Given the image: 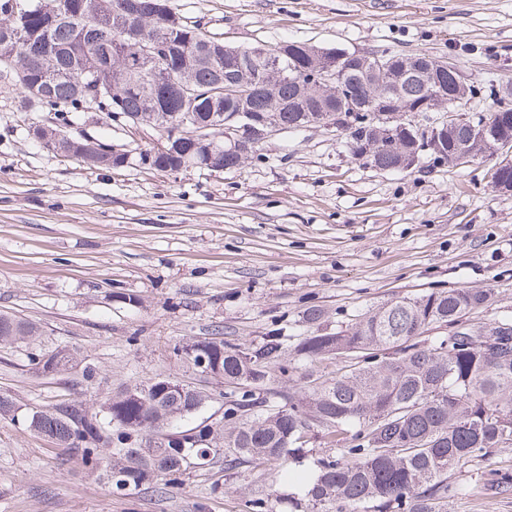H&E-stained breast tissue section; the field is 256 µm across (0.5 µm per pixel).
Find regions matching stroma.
Masks as SVG:
<instances>
[{"label": "stroma", "instance_id": "35a3bbf8", "mask_svg": "<svg viewBox=\"0 0 512 512\" xmlns=\"http://www.w3.org/2000/svg\"><path fill=\"white\" fill-rule=\"evenodd\" d=\"M229 46L292 39L356 52H422L456 63L492 106L490 85L512 82V0H169ZM67 134L104 140L124 166L90 169L33 140L55 113L24 108L0 80V312L39 335L0 344V392L21 407L103 398L158 375L198 383L175 345L221 332L247 345L292 327L312 305L333 331L394 296L492 289L485 322L512 314V193L491 178L496 158L448 166L423 157L409 172L368 168L342 137L316 125L280 133L262 156L223 171L173 173L143 165L139 151L165 144L149 125H109L74 112ZM137 304L125 303V296ZM71 350L66 374L35 372L30 357ZM95 370L93 380L82 376ZM512 468V448L449 471L470 487L450 512H512V495L482 494L492 468ZM285 467L186 474L160 497L109 495L80 459L23 424L0 421V512H251L279 493L294 512L306 485ZM224 494H211L217 480Z\"/></svg>", "mask_w": 512, "mask_h": 512}]
</instances>
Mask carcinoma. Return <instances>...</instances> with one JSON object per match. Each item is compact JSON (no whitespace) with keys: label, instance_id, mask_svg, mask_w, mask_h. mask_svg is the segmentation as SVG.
<instances>
[{"label":"carcinoma","instance_id":"carcinoma-1","mask_svg":"<svg viewBox=\"0 0 512 512\" xmlns=\"http://www.w3.org/2000/svg\"><path fill=\"white\" fill-rule=\"evenodd\" d=\"M62 1L70 5L63 19ZM18 2L32 5L29 43L15 56L24 78L12 83L21 105L38 103L31 96L37 86L49 94V110L82 112L80 85L95 83L104 95L108 120L119 114L128 124L148 122L168 137L176 128L186 133L174 138L165 155L139 152L144 165L160 171L194 167L202 147L187 134L196 115H211L216 123L221 114L242 107L260 119L274 97L283 105L279 116L288 131L303 124L298 103L307 95L301 81L305 54L282 58L291 77L277 82L272 91L259 89L244 101L222 99L202 108L184 99L175 82L187 75L206 90L240 74L236 62L200 47L213 37L190 23L167 26L148 9L150 0H137L139 23L168 43L162 61L166 79L160 81L155 73L134 67L139 48L123 36L127 17L119 14L127 0ZM289 47L303 52L306 43H257L242 47V53L272 56ZM365 61V55L353 51L342 62L352 101L377 110L391 105L387 88ZM401 93L408 105L421 107L429 99V81L408 78ZM370 116H356L360 123L345 134L346 151L353 158L371 154L382 171L404 169L416 152L412 118L407 115L399 122L396 140L386 145ZM485 120L512 136V112L491 111ZM479 126L474 122L448 128V143L434 162H449L450 146H467L476 155L484 152ZM260 148L249 143L224 152V168L241 165ZM72 158L89 168H112L94 154L76 152ZM493 301L491 291L469 288L397 296L355 315L335 332L317 328L324 311L312 306L303 311L302 321L316 329L295 344L281 327L247 346L219 335L178 344L173 347L177 358L200 373L224 377V412L210 423L184 425L211 401L210 394L162 375L93 403L71 401L22 414L1 392L0 420H20L79 456L90 473L105 480L113 496L142 488L163 496L187 470L202 469L199 457L207 454L212 455L207 468L222 461L227 473L244 463L255 468L297 463L305 444L318 438L330 454L314 462L309 512H356L364 504L372 512H448V502L466 495L464 487L448 481V470L512 444V316L472 323L459 334L449 331V325L468 320ZM438 329L444 333L428 336ZM37 334L33 323L0 313V343ZM291 355L304 365L334 359L340 368L331 377L311 373L285 394L270 388L271 368L278 365L287 372L283 362ZM30 361L40 373L55 375L73 368L74 354L60 349ZM483 490L511 491L512 471L489 470Z\"/></svg>","mask_w":512,"mask_h":512}]
</instances>
